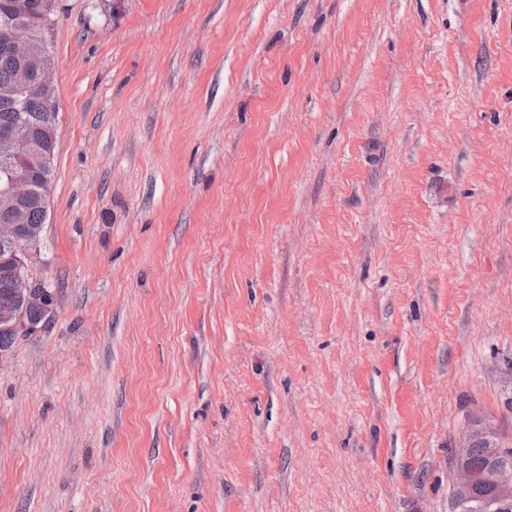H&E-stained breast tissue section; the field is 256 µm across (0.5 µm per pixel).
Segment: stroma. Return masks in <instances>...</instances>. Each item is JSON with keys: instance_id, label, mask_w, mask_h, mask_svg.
<instances>
[{"instance_id": "obj_1", "label": "stroma", "mask_w": 512, "mask_h": 512, "mask_svg": "<svg viewBox=\"0 0 512 512\" xmlns=\"http://www.w3.org/2000/svg\"><path fill=\"white\" fill-rule=\"evenodd\" d=\"M57 10L0 512H449L512 448V0ZM476 442L483 444L485 456L484 448ZM454 448L457 478L453 486L450 511L512 512V461L511 457L505 453V448H502L498 442L495 433L490 428L475 424L461 433ZM469 448V463L478 469H473L466 464L465 458ZM479 482L494 486L498 495L483 499L476 498L472 491ZM477 501H480V504L474 505Z\"/></svg>"}]
</instances>
